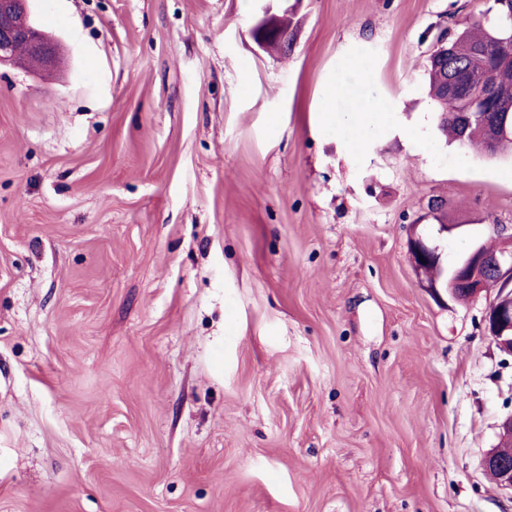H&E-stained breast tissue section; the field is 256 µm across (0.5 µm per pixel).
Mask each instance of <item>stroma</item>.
Wrapping results in <instances>:
<instances>
[{
    "label": "stroma",
    "instance_id": "1",
    "mask_svg": "<svg viewBox=\"0 0 512 512\" xmlns=\"http://www.w3.org/2000/svg\"><path fill=\"white\" fill-rule=\"evenodd\" d=\"M489 4L31 0L62 52L0 67V512H512V356L407 251L512 232V156L425 89ZM350 58L393 110L362 156L321 117ZM498 430L497 443L483 455L481 465L486 473L495 475V482L503 490L512 493V448H505L507 443H512L511 414L502 420ZM503 448L510 463L503 455Z\"/></svg>",
    "mask_w": 512,
    "mask_h": 512
}]
</instances>
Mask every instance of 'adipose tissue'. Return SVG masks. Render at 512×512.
<instances>
[{"label": "adipose tissue", "instance_id": "adipose-tissue-1", "mask_svg": "<svg viewBox=\"0 0 512 512\" xmlns=\"http://www.w3.org/2000/svg\"><path fill=\"white\" fill-rule=\"evenodd\" d=\"M368 66L360 60L346 64L326 94L328 106L333 107L337 136L349 150L363 152L372 135L389 119L391 109L384 103H372L350 93L351 77H365Z\"/></svg>", "mask_w": 512, "mask_h": 512}]
</instances>
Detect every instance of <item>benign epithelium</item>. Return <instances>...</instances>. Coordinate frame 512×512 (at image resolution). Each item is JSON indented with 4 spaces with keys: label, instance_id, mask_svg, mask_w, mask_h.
Wrapping results in <instances>:
<instances>
[{
    "label": "benign epithelium",
    "instance_id": "1",
    "mask_svg": "<svg viewBox=\"0 0 512 512\" xmlns=\"http://www.w3.org/2000/svg\"><path fill=\"white\" fill-rule=\"evenodd\" d=\"M28 0H0V67L14 64L25 51L40 65H52L58 54L57 44L43 31L30 23L20 24L27 17ZM261 22L262 32L281 36L280 45L288 47V35L283 33L282 17L265 13ZM486 50H475L463 69L450 71L448 98L465 96L478 112L456 114L460 125L466 126L478 118L484 123L494 120V104L501 89L496 82V69L488 63ZM409 256L417 272L430 265L437 266L441 255L439 248L420 235L409 240ZM433 291L445 289L456 299L463 294L470 302L485 295L489 297L484 315V331L502 353H512V234L501 237V246L486 252L477 248L471 252L465 264L457 270L456 280L448 285L437 279L427 281ZM512 443V415L505 417L498 427L497 443L482 457L481 465L488 474L495 475V482L512 493V464L503 455V448Z\"/></svg>",
    "mask_w": 512,
    "mask_h": 512
}]
</instances>
